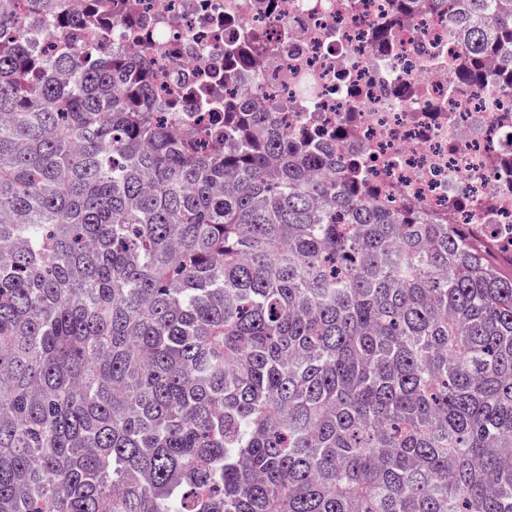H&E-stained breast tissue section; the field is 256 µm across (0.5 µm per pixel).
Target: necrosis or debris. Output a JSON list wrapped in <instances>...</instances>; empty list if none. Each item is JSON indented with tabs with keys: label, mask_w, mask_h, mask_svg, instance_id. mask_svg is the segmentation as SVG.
<instances>
[{
	"label": "necrosis or debris",
	"mask_w": 512,
	"mask_h": 512,
	"mask_svg": "<svg viewBox=\"0 0 512 512\" xmlns=\"http://www.w3.org/2000/svg\"><path fill=\"white\" fill-rule=\"evenodd\" d=\"M131 22L90 34L147 61L163 96L276 112L363 166L385 203L410 202L423 223L476 224L512 252V89L456 80L460 45L447 10H395L394 0H116ZM260 35L243 62L224 48Z\"/></svg>",
	"instance_id": "1"
}]
</instances>
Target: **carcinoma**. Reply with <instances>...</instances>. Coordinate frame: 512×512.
<instances>
[{
    "label": "carcinoma",
    "instance_id": "cac0c4a2",
    "mask_svg": "<svg viewBox=\"0 0 512 512\" xmlns=\"http://www.w3.org/2000/svg\"><path fill=\"white\" fill-rule=\"evenodd\" d=\"M16 2L0 512H512V276L481 229L388 208L276 112L179 139L148 66L85 39L112 3ZM448 37L458 81L512 87V0H457Z\"/></svg>",
    "mask_w": 512,
    "mask_h": 512
}]
</instances>
